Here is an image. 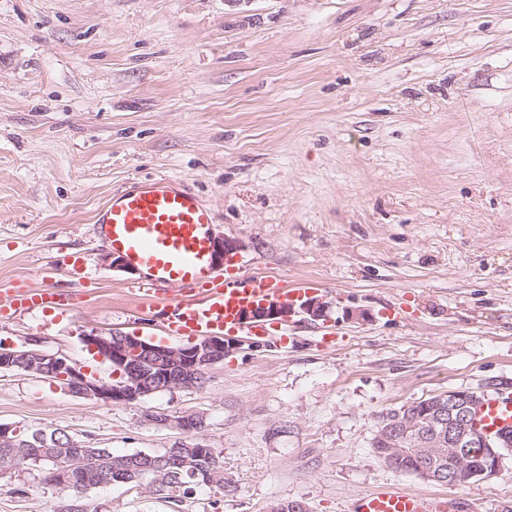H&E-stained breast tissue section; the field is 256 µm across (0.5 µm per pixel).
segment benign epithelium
<instances>
[{"instance_id":"obj_1","label":"benign epithelium","mask_w":512,"mask_h":512,"mask_svg":"<svg viewBox=\"0 0 512 512\" xmlns=\"http://www.w3.org/2000/svg\"><path fill=\"white\" fill-rule=\"evenodd\" d=\"M239 249L237 242L218 238L213 240L212 251L216 258L224 259L234 256ZM301 310L309 317L318 319L325 312V304L309 295L294 308L288 304L268 303L247 309L241 319L251 323H281ZM87 349L100 360L108 362L119 372L121 380L107 384L87 374L83 369L73 365L67 358L46 355L37 349L39 341L35 338L21 347L0 346V371L21 368L25 372L57 379L64 384L67 391L89 400L112 404H127L138 401L155 393L173 388H195L200 380L214 365L224 360L230 348L236 346L232 338L213 335L187 345L170 347L156 345L142 336L114 332L108 336L91 330L81 337ZM478 405V392L473 390H449L436 395L429 402V413L435 417L448 416V448L455 453L458 466L448 474L457 479L469 472L471 454L460 452L465 448L482 449L484 463L477 472L483 479L497 476L501 470L499 455L490 442L478 434L474 428V417ZM152 422H173L179 430L190 432L200 428L203 419L195 414L171 417L167 414L149 416ZM12 428L0 425V439L10 444L4 449L1 459L6 461V468H14L20 462V455L9 438ZM443 443L419 440L423 464L419 468V477L425 481H441V467L431 448ZM69 447L77 449L72 456H59V471L80 467L87 476L94 477L98 472L97 453L91 448H84L75 442Z\"/></svg>"}]
</instances>
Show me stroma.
Returning a JSON list of instances; mask_svg holds the SVG:
<instances>
[{"mask_svg": "<svg viewBox=\"0 0 512 512\" xmlns=\"http://www.w3.org/2000/svg\"><path fill=\"white\" fill-rule=\"evenodd\" d=\"M157 176L237 240L227 270L312 282L324 317L244 337L201 385L130 404L0 372V424L114 454L212 448L224 489L90 490L89 512H353L390 485L512 512L498 476L448 486L386 466L387 410L512 392V0H0V291L79 293L0 316V342L118 375L84 332L180 346L131 297L93 218ZM85 260L76 270L71 257ZM364 310L368 319L348 318ZM151 413L203 416L186 433ZM41 468L0 475V512H59Z\"/></svg>", "mask_w": 512, "mask_h": 512, "instance_id": "stroma-1", "label": "stroma"}]
</instances>
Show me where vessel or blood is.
I'll return each mask as SVG.
<instances>
[{
	"mask_svg": "<svg viewBox=\"0 0 512 512\" xmlns=\"http://www.w3.org/2000/svg\"><path fill=\"white\" fill-rule=\"evenodd\" d=\"M95 222L104 240L144 269L143 281L129 285L132 294L156 297L173 284L202 290L203 300L170 301L165 332L170 336H205L218 332L253 334L242 322L244 310L264 303L300 300L303 288H290L270 277L241 275L226 279L213 265L210 209L175 180L158 177L114 192ZM80 300L47 287L11 288L1 313L71 308ZM477 430L487 436L512 433V393H484L475 415ZM356 512H459L457 501L430 499L398 486L360 498Z\"/></svg>",
	"mask_w": 512,
	"mask_h": 512,
	"instance_id": "obj_1",
	"label": "vessel or blood"
}]
</instances>
